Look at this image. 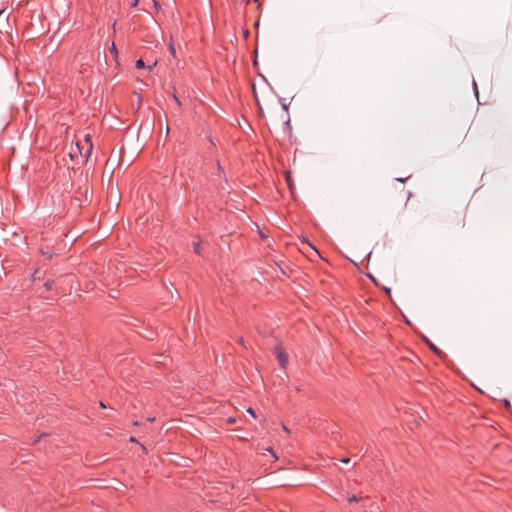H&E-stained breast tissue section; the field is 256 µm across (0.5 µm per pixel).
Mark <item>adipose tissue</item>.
<instances>
[{"mask_svg":"<svg viewBox=\"0 0 512 512\" xmlns=\"http://www.w3.org/2000/svg\"><path fill=\"white\" fill-rule=\"evenodd\" d=\"M248 58L306 222L512 414V0H263Z\"/></svg>","mask_w":512,"mask_h":512,"instance_id":"1","label":"adipose tissue"}]
</instances>
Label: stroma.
Returning <instances> with one entry per match:
<instances>
[{"label":"stroma","instance_id":"obj_1","mask_svg":"<svg viewBox=\"0 0 512 512\" xmlns=\"http://www.w3.org/2000/svg\"><path fill=\"white\" fill-rule=\"evenodd\" d=\"M249 10L0 0V512L512 503V415L304 222Z\"/></svg>","mask_w":512,"mask_h":512}]
</instances>
